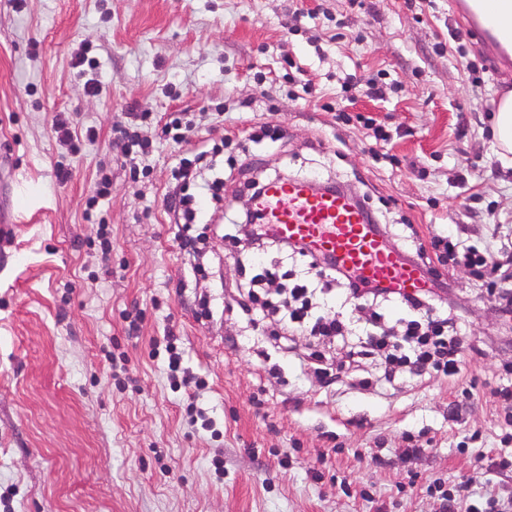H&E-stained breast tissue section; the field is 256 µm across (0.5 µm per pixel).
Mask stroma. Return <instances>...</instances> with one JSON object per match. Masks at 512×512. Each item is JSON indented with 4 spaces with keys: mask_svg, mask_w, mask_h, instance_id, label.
<instances>
[{
    "mask_svg": "<svg viewBox=\"0 0 512 512\" xmlns=\"http://www.w3.org/2000/svg\"><path fill=\"white\" fill-rule=\"evenodd\" d=\"M458 26L448 0H380L373 15L354 0H0V490L13 491L0 512H439L428 492L438 481L498 493L499 477L480 473L474 456L499 444L488 396L463 403V420L487 435L461 452L448 419L462 391L453 381L324 387L234 304L240 273L221 213H199L209 274L198 278L167 199L181 158L224 144L261 177L315 175L394 199L378 225L404 255L413 235L454 224L487 235L490 206L512 240V169L483 133L487 99L512 91V71L490 65L484 89L472 87L451 36ZM85 47L95 96L73 66ZM289 56L305 65L311 102L288 91ZM380 71L397 94L356 97L347 111L390 131L392 166L371 159L363 129L337 130L323 109L338 77ZM135 105L153 114L139 129L150 148L138 178L116 140ZM61 112L97 133L62 184L52 128ZM173 112L195 119L185 142L161 133ZM259 125L286 137L245 141ZM102 173L111 193L87 212ZM442 278L482 346L467 375L493 386L512 363V322L469 270ZM167 336L205 382L195 393L174 389L153 353ZM191 397L211 429L184 418ZM411 444L423 452L409 460Z\"/></svg>",
    "mask_w": 512,
    "mask_h": 512,
    "instance_id": "stroma-1",
    "label": "stroma"
}]
</instances>
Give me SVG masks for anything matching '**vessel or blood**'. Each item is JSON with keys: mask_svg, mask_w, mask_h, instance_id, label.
<instances>
[{"mask_svg": "<svg viewBox=\"0 0 512 512\" xmlns=\"http://www.w3.org/2000/svg\"><path fill=\"white\" fill-rule=\"evenodd\" d=\"M481 51L512 45V0H472L461 12ZM260 223L281 239L306 244L369 283H381L400 295L426 290L424 268L403 260L389 245L359 200L341 190L318 188L309 179L269 182L252 202Z\"/></svg>", "mask_w": 512, "mask_h": 512, "instance_id": "1", "label": "vessel or blood"}]
</instances>
